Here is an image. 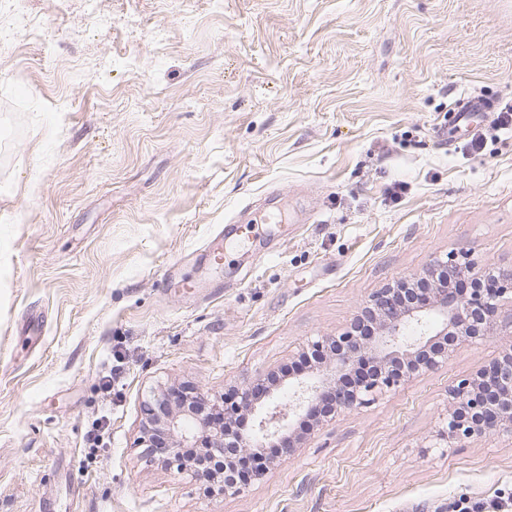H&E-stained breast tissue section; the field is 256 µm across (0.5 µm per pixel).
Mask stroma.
<instances>
[{
	"label": "stroma",
	"mask_w": 512,
	"mask_h": 512,
	"mask_svg": "<svg viewBox=\"0 0 512 512\" xmlns=\"http://www.w3.org/2000/svg\"><path fill=\"white\" fill-rule=\"evenodd\" d=\"M471 95L512 105V0H0V512L512 493V437L433 445L449 384L507 328L307 431L232 497L134 445L149 387L225 395L448 253L512 265V128L457 125ZM271 192L286 222L261 223ZM251 220V242L225 236Z\"/></svg>",
	"instance_id": "1"
}]
</instances>
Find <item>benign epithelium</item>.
<instances>
[{
  "label": "benign epithelium",
  "mask_w": 512,
  "mask_h": 512,
  "mask_svg": "<svg viewBox=\"0 0 512 512\" xmlns=\"http://www.w3.org/2000/svg\"><path fill=\"white\" fill-rule=\"evenodd\" d=\"M468 274L487 281L488 287L471 293H456L448 283ZM433 282L426 298L417 299L413 278H400L374 292L365 300L349 326L336 336H318L307 349L320 351L319 365L292 381L268 373L256 382L237 388V410L223 409L219 399L198 388L180 392L158 387L142 402L143 420L136 447L155 453L157 434L167 440L163 465L187 470L180 453L196 447L199 438L216 447H228L221 423L204 420L187 410L188 404L211 406L223 411L224 420L245 413L253 420L247 435L233 441L243 451L277 448L291 456L302 438L295 419L315 405L328 406L324 425L340 413L360 408L389 392L414 375L431 372L448 361L460 345L473 344L492 335L497 324L512 325V308L502 312L501 301L512 297V266L476 270L470 255L448 254V260L434 262L424 273ZM370 322L373 335L365 338L359 326ZM368 361L375 371L347 390L341 378L358 361ZM492 431L512 434V350L504 349L489 367L454 381L448 386V415L436 431L434 447L484 436Z\"/></svg>",
  "instance_id": "7a95c632"
}]
</instances>
